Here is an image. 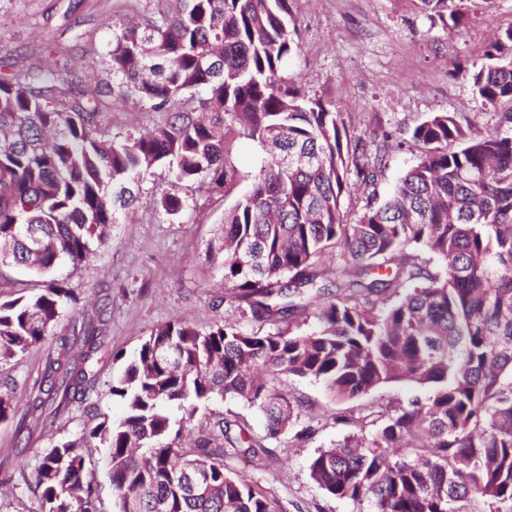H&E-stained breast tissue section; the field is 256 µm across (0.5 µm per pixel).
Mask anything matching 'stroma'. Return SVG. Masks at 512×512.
<instances>
[{
  "mask_svg": "<svg viewBox=\"0 0 512 512\" xmlns=\"http://www.w3.org/2000/svg\"><path fill=\"white\" fill-rule=\"evenodd\" d=\"M149 0H0V56L30 61L45 47H66L71 72L81 87L110 83L104 58L112 31L105 18L123 22L146 14ZM298 28L297 84L308 98L331 102L352 136L381 140L383 132L414 126L431 113L446 112L472 133L493 129L498 109L475 98L470 73L486 63L496 32L512 26V0H448L458 23L430 17L421 0H291ZM416 148L390 150L385 176L376 187L350 177L343 207L348 220L361 213L368 196L385 198L403 172L418 159ZM141 203L122 223L110 225L105 246L79 267L59 264L52 278L66 282L78 298L59 318L49 336L15 359L0 362V393L9 394L14 415L0 421V471L10 483L0 484V512H43L35 488V470L46 448L61 438L79 435L104 419L124 412L109 386L141 340L157 325L174 319L198 329L229 321L254 331L260 326L225 296L220 264L207 252L225 208L248 188L236 185L233 195L196 196L191 210L169 216L153 201L167 191L159 169L141 173ZM107 311L105 342L95 365L96 384L82 403L56 419L53 427L29 420L28 449L16 445V424L37 395L50 357L61 336L70 334L73 319ZM281 385L300 406L296 422L278 438L266 436L256 407L232 397L199 408L182 420L183 433L196 431L214 415L247 421L263 437L265 451L247 461L225 457L227 471L245 476L255 489L273 499L280 512H374L371 501L332 497L311 480L309 462L323 448L347 435L374 432L371 421L342 423L337 413L358 407L394 413L405 405L410 388L382 386L354 401L339 402L316 382L285 377ZM309 437H302V430Z\"/></svg>",
  "mask_w": 512,
  "mask_h": 512,
  "instance_id": "1",
  "label": "stroma"
}]
</instances>
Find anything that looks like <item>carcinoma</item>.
I'll use <instances>...</instances> for the list:
<instances>
[{
	"label": "carcinoma",
	"mask_w": 512,
	"mask_h": 512,
	"mask_svg": "<svg viewBox=\"0 0 512 512\" xmlns=\"http://www.w3.org/2000/svg\"><path fill=\"white\" fill-rule=\"evenodd\" d=\"M289 3L151 0L141 21L113 24V102L134 99L154 114L145 134L102 126L104 104L69 78L63 47L0 70V267H77L136 208L142 171H164L170 189L154 203L176 215L198 193H229L239 177L234 142L257 152L251 186L224 210L209 253L230 300L273 329L178 320L153 329L110 386L124 416L61 438L42 457L35 484L45 512H98L84 454L92 440L105 449L117 512H128L133 492L137 512H278L224 470V456L262 448L246 421L220 418L186 449L167 408L190 419L230 394L258 408L275 438L299 415L283 375L319 382L339 402L391 383L414 391L374 433L311 458L310 478L327 494L368 499L375 512H462L473 497L512 512V27L470 77L482 106L511 104L492 131L473 136L435 112L371 149L294 86ZM395 135L419 150L417 162L383 203L367 200L348 222L350 167L368 169L376 185ZM328 250L336 268L326 285L317 264ZM328 287L336 295L316 329L288 321L300 309L293 298ZM72 302L56 279L5 296L0 360L43 341ZM104 315L82 317L60 338L26 415L56 419L85 399Z\"/></svg>",
	"instance_id": "cac0c4a2"
}]
</instances>
